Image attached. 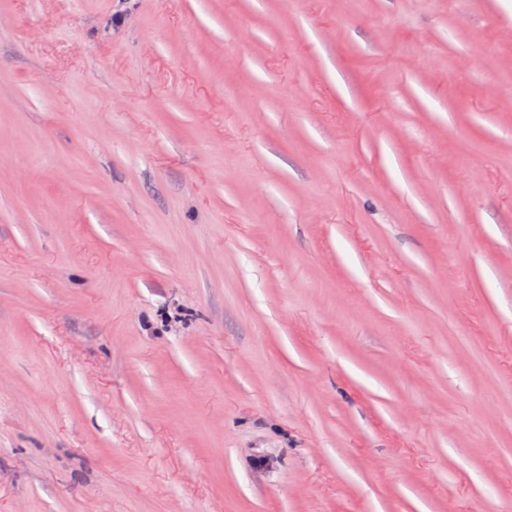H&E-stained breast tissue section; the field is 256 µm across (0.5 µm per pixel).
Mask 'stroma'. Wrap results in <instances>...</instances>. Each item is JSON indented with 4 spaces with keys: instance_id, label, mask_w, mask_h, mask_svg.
I'll use <instances>...</instances> for the list:
<instances>
[{
    "instance_id": "obj_1",
    "label": "stroma",
    "mask_w": 512,
    "mask_h": 512,
    "mask_svg": "<svg viewBox=\"0 0 512 512\" xmlns=\"http://www.w3.org/2000/svg\"><path fill=\"white\" fill-rule=\"evenodd\" d=\"M0 512H512V0H0Z\"/></svg>"
}]
</instances>
